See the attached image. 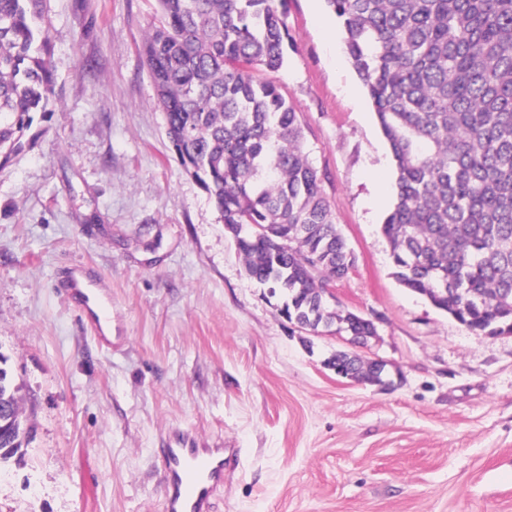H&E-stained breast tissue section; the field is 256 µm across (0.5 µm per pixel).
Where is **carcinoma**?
<instances>
[{"label":"carcinoma","instance_id":"obj_1","mask_svg":"<svg viewBox=\"0 0 512 512\" xmlns=\"http://www.w3.org/2000/svg\"><path fill=\"white\" fill-rule=\"evenodd\" d=\"M47 0H0V166L55 95ZM143 43L184 172L237 227L248 275L307 331L363 345L367 319L331 305L354 258L336 229L298 114L276 72L292 43L284 0H155ZM396 168L382 231L393 275L470 331L512 333V0H326ZM0 353V463L21 452L24 410ZM357 381L385 365L338 351Z\"/></svg>","mask_w":512,"mask_h":512}]
</instances>
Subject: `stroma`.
I'll use <instances>...</instances> for the list:
<instances>
[{
    "mask_svg": "<svg viewBox=\"0 0 512 512\" xmlns=\"http://www.w3.org/2000/svg\"><path fill=\"white\" fill-rule=\"evenodd\" d=\"M271 73L355 263L338 309L374 322L385 388L336 375V331L288 322L180 166L140 54L154 0H47L57 99L0 169V354L29 436L0 512H163L174 433L230 450L215 512H512V334H475L392 275L395 168L325 0H286ZM112 291V347L55 288Z\"/></svg>",
    "mask_w": 512,
    "mask_h": 512,
    "instance_id": "obj_1",
    "label": "stroma"
}]
</instances>
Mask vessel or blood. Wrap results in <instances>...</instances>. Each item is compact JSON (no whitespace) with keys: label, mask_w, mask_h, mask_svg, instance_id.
Listing matches in <instances>:
<instances>
[{"label":"vessel or blood","mask_w":512,"mask_h":512,"mask_svg":"<svg viewBox=\"0 0 512 512\" xmlns=\"http://www.w3.org/2000/svg\"><path fill=\"white\" fill-rule=\"evenodd\" d=\"M56 288L76 308L91 333L103 347H111L108 309L112 297L98 275L79 265L59 269ZM163 468L164 512H214V494L224 486L223 444L198 445L196 440L177 439L165 449Z\"/></svg>","instance_id":"b4317fda"}]
</instances>
